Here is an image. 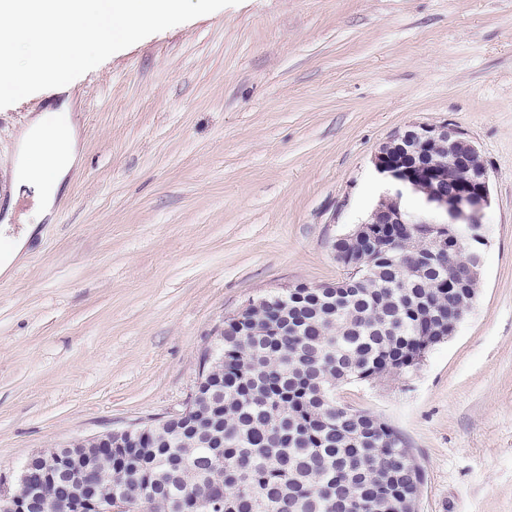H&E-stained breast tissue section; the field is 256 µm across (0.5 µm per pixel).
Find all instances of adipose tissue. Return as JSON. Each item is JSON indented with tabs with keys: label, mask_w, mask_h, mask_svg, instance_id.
Segmentation results:
<instances>
[{
	"label": "adipose tissue",
	"mask_w": 512,
	"mask_h": 512,
	"mask_svg": "<svg viewBox=\"0 0 512 512\" xmlns=\"http://www.w3.org/2000/svg\"><path fill=\"white\" fill-rule=\"evenodd\" d=\"M21 151L14 170L16 183L34 189L43 200V209H50L75 157L70 115H40L23 131Z\"/></svg>",
	"instance_id": "obj_1"
}]
</instances>
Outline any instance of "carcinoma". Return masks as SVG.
Here are the masks:
<instances>
[{"label":"carcinoma","mask_w":512,"mask_h":512,"mask_svg":"<svg viewBox=\"0 0 512 512\" xmlns=\"http://www.w3.org/2000/svg\"><path fill=\"white\" fill-rule=\"evenodd\" d=\"M391 224L343 243L346 277L289 288L224 320L199 376H220L224 395L196 394L191 421L151 423L150 438L118 432L112 472L87 473L133 512H415L423 472L406 440L376 415L336 402L344 382L410 372L454 332L468 290L470 252L448 255ZM66 474L18 482L29 512H62Z\"/></svg>","instance_id":"1"}]
</instances>
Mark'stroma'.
Returning <instances> with one entry per match:
<instances>
[{
  "label": "stroma",
  "instance_id": "1",
  "mask_svg": "<svg viewBox=\"0 0 512 512\" xmlns=\"http://www.w3.org/2000/svg\"><path fill=\"white\" fill-rule=\"evenodd\" d=\"M68 102L49 213L18 133ZM466 134L490 172L477 294L411 373L336 391L425 471L418 512H512V0H242L0 109V487L29 456L181 410L249 300L345 277L333 243L387 194L379 148Z\"/></svg>",
  "mask_w": 512,
  "mask_h": 512
}]
</instances>
